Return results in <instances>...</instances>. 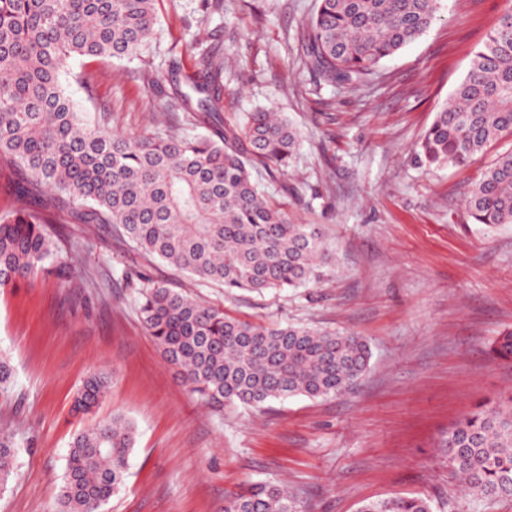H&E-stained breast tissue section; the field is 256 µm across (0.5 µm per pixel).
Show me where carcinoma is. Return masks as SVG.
<instances>
[{"label": "carcinoma", "instance_id": "cac0c4a2", "mask_svg": "<svg viewBox=\"0 0 512 512\" xmlns=\"http://www.w3.org/2000/svg\"><path fill=\"white\" fill-rule=\"evenodd\" d=\"M157 0H0V156H9L29 207L0 216V287L28 280L56 255L37 209L46 189L84 224H112L134 247L205 285L263 293L302 288L332 259L316 224H297L252 179L261 162L283 175L300 146L281 114L259 110L244 126L224 123L218 138L170 130L123 135L91 125L61 77L74 56L138 53L158 23ZM438 0H319L305 24L306 53L319 78L342 88L367 84L381 62L437 19ZM223 59L203 54L187 75L197 111L208 120L224 94ZM512 136V7L497 18L450 101L418 145L430 167L464 166L492 142ZM473 224H512V151L481 175L464 201ZM141 322L184 385L209 405L260 407L293 396L336 397L354 390L371 359L352 333L304 325H257L140 279ZM490 352L512 363V331ZM111 379L90 375L75 410L91 412ZM136 441L120 413L77 433L66 456L56 512H93L123 486ZM449 472L476 501L512 499V398L464 414L437 444ZM14 436L0 432V488L15 474ZM224 512H302L272 482L242 486ZM358 512H434L422 495H391Z\"/></svg>", "mask_w": 512, "mask_h": 512}]
</instances>
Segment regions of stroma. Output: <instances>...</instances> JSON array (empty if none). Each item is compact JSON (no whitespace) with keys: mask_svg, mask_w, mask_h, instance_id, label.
<instances>
[{"mask_svg":"<svg viewBox=\"0 0 512 512\" xmlns=\"http://www.w3.org/2000/svg\"><path fill=\"white\" fill-rule=\"evenodd\" d=\"M510 5L441 0L437 21L361 90L334 87L306 62L302 25L318 0H159L138 55L74 57L63 83L75 106L92 122L109 114L126 135L171 121L172 69L190 74L206 51L223 58L219 121L182 134L215 136L258 108L285 114L301 140L287 177L261 166L253 176L300 223L321 225L333 259L304 288L229 292L137 252L112 225L57 214L54 261L0 289V357L12 368L0 430L19 447L0 512H55L72 437L118 411L138 436L105 512H224L226 495L257 481L287 485L305 512H357L394 494L427 496L435 512H512V501L473 503L436 446L468 411L512 397V364L489 351L512 330V224H472L464 211L512 136L463 167L430 170L415 155ZM74 241L86 244L82 263L64 279ZM139 272L256 324L356 333L370 344L369 370L340 397L203 405L140 321ZM95 372L111 375L110 390L75 413Z\"/></svg>","mask_w":512,"mask_h":512,"instance_id":"stroma-1","label":"stroma"}]
</instances>
